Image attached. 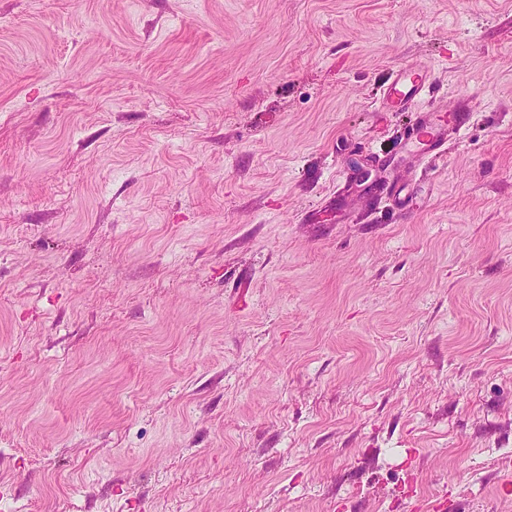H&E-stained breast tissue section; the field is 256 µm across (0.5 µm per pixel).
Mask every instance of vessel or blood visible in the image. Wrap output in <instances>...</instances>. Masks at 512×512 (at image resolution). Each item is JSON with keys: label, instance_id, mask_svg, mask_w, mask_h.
Returning <instances> with one entry per match:
<instances>
[{"label": "vessel or blood", "instance_id": "obj_1", "mask_svg": "<svg viewBox=\"0 0 512 512\" xmlns=\"http://www.w3.org/2000/svg\"><path fill=\"white\" fill-rule=\"evenodd\" d=\"M431 90V73L425 67L401 66L391 72L379 101L380 107L401 110L412 108L415 109L416 115L400 132L398 149L393 159L392 178L386 185L366 191L368 201H376L379 196L384 195L395 208L408 209L413 194L401 179V171L441 157L449 139L468 124V103H461L453 112L444 111L438 106L421 108V101Z\"/></svg>", "mask_w": 512, "mask_h": 512}]
</instances>
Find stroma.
I'll list each match as a JSON object with an SVG mask.
<instances>
[{
  "instance_id": "35a3bbf8",
  "label": "stroma",
  "mask_w": 512,
  "mask_h": 512,
  "mask_svg": "<svg viewBox=\"0 0 512 512\" xmlns=\"http://www.w3.org/2000/svg\"><path fill=\"white\" fill-rule=\"evenodd\" d=\"M0 512H512V0H0ZM432 85L431 73L427 68L419 65L398 67L389 76L379 106L382 109H415L431 93ZM416 112L414 120L400 132L392 178L381 189L375 186L365 192L368 203L385 193L396 209L405 211L410 208L413 194L399 173L441 157L448 140L456 136L470 120L467 99H463L455 112L444 111L440 106L416 108Z\"/></svg>"
}]
</instances>
